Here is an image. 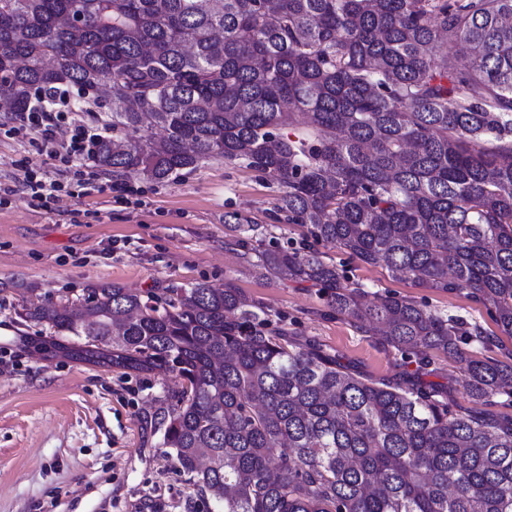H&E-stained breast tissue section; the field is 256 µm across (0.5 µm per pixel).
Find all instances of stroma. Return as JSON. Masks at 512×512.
<instances>
[{"instance_id":"1","label":"stroma","mask_w":512,"mask_h":512,"mask_svg":"<svg viewBox=\"0 0 512 512\" xmlns=\"http://www.w3.org/2000/svg\"><path fill=\"white\" fill-rule=\"evenodd\" d=\"M67 136L60 128L58 146L41 149L0 124V188L13 192L0 206V512L203 510L192 479L163 445V420L179 380L126 376L31 352L24 337L47 339L52 331L21 318L17 282L80 304L104 284L141 291L196 281L220 288L229 281L291 339L314 341L375 380L419 376L441 385L462 411L475 410L453 359L438 355L418 367L384 345L373 328L325 316L316 289L227 245L224 217L232 213L258 224L263 247L302 237L300 225L270 221L276 189L256 172L209 161L162 184L133 176L124 204L109 190L111 173L64 160L60 144ZM25 164L68 184L70 193L54 212L31 206L22 185ZM87 178L98 187L90 195L80 188ZM321 253L363 284L367 300L396 293L497 331L487 310L464 296L395 281L385 267L336 248Z\"/></svg>"}]
</instances>
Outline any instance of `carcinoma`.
I'll return each mask as SVG.
<instances>
[{
	"mask_svg": "<svg viewBox=\"0 0 512 512\" xmlns=\"http://www.w3.org/2000/svg\"><path fill=\"white\" fill-rule=\"evenodd\" d=\"M81 4L84 29L61 27ZM0 48L16 112L35 86L104 87L112 135L93 162L115 183L209 160L260 173L276 219L306 228L259 252L265 266L421 365L459 359L471 400L512 405V362L471 350L495 343L479 324L395 294L366 303L314 249L463 295L512 338V0H0ZM225 228L243 247L257 230ZM21 316L77 337L48 343L71 359L181 379L163 445L224 512H512V418L352 371L231 284H105Z\"/></svg>",
	"mask_w": 512,
	"mask_h": 512,
	"instance_id": "obj_1",
	"label": "carcinoma"
}]
</instances>
